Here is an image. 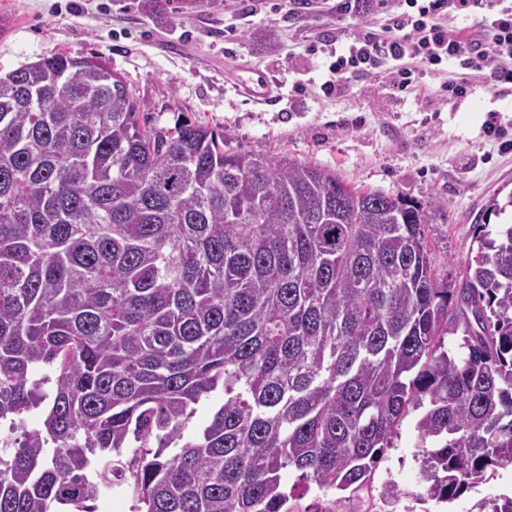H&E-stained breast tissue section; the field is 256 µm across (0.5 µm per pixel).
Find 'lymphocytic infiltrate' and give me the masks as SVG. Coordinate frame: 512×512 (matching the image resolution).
I'll return each mask as SVG.
<instances>
[{"mask_svg": "<svg viewBox=\"0 0 512 512\" xmlns=\"http://www.w3.org/2000/svg\"><path fill=\"white\" fill-rule=\"evenodd\" d=\"M336 10L366 13L376 26L337 37L328 54L329 75L323 93L344 96L352 80L386 69L401 89L431 99L428 78L441 88L466 96L471 77L493 94L512 90V6L495 0H337ZM480 16L478 34L468 21Z\"/></svg>", "mask_w": 512, "mask_h": 512, "instance_id": "lymphocytic-infiltrate-1", "label": "lymphocytic infiltrate"}]
</instances>
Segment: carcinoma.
Returning a JSON list of instances; mask_svg holds the SVG:
<instances>
[{
	"label": "carcinoma",
	"instance_id": "cac0c4a2",
	"mask_svg": "<svg viewBox=\"0 0 512 512\" xmlns=\"http://www.w3.org/2000/svg\"><path fill=\"white\" fill-rule=\"evenodd\" d=\"M139 109L93 55L0 76V512H290L282 470L356 493L411 410L428 497L512 465V223L452 286L444 202ZM95 512H132L134 502L124 495L120 489L102 494L95 502Z\"/></svg>",
	"mask_w": 512,
	"mask_h": 512
}]
</instances>
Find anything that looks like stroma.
Returning a JSON list of instances; mask_svg holds the SVG:
<instances>
[{
	"label": "stroma",
	"instance_id": "35a3bbf8",
	"mask_svg": "<svg viewBox=\"0 0 512 512\" xmlns=\"http://www.w3.org/2000/svg\"><path fill=\"white\" fill-rule=\"evenodd\" d=\"M365 23L336 0H0V75L60 53L101 56L145 103L138 121L175 114L223 133L230 147L285 154L335 170L360 188L422 202L443 200L446 218L425 225L437 272L462 279L474 226L496 190L512 191V94L486 93L428 105L375 75L351 94L326 96L328 55L308 46ZM256 66L275 81V110L237 96L228 80ZM417 413L403 420L373 479L374 493L425 487ZM512 498V466L496 469L450 503L426 512H476L478 501Z\"/></svg>",
	"mask_w": 512,
	"mask_h": 512
}]
</instances>
